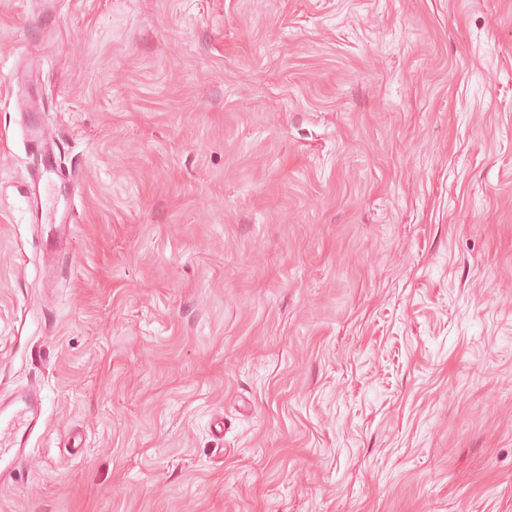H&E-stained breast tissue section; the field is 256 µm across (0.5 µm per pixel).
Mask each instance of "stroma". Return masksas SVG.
Returning a JSON list of instances; mask_svg holds the SVG:
<instances>
[{"label":"stroma","instance_id":"35a3bbf8","mask_svg":"<svg viewBox=\"0 0 512 512\" xmlns=\"http://www.w3.org/2000/svg\"><path fill=\"white\" fill-rule=\"evenodd\" d=\"M35 383L0 512H512V0H0Z\"/></svg>","mask_w":512,"mask_h":512}]
</instances>
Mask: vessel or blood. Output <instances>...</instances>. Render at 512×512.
<instances>
[{
    "label": "vessel or blood",
    "mask_w": 512,
    "mask_h": 512,
    "mask_svg": "<svg viewBox=\"0 0 512 512\" xmlns=\"http://www.w3.org/2000/svg\"><path fill=\"white\" fill-rule=\"evenodd\" d=\"M51 142L48 132L39 125L29 128L28 143L42 156V177L54 180L57 170L46 150ZM40 390L30 387L0 399V481L12 479L27 453L30 437L40 419Z\"/></svg>",
    "instance_id": "b4317fda"
}]
</instances>
